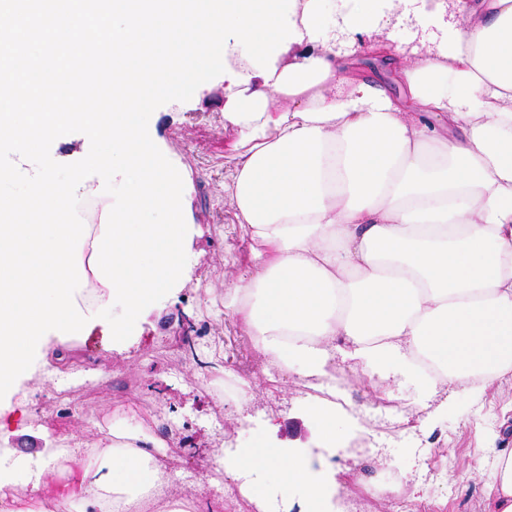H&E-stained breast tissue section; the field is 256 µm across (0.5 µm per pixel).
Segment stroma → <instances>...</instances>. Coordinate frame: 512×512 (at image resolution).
<instances>
[{
  "instance_id": "35a3bbf8",
  "label": "stroma",
  "mask_w": 512,
  "mask_h": 512,
  "mask_svg": "<svg viewBox=\"0 0 512 512\" xmlns=\"http://www.w3.org/2000/svg\"><path fill=\"white\" fill-rule=\"evenodd\" d=\"M223 102L224 83L217 78L204 96L156 110L153 133L188 179L187 217L194 226L191 250L197 259L190 276L172 297L149 311L143 333L128 345L113 346L102 320L75 342L72 353L80 366L64 376L90 382L91 387L82 393L80 407L66 425H56L53 418L50 381L32 373L17 395L26 403L27 414L8 441L15 461L50 467L52 448L71 434L83 447H95L108 431L133 427L128 416L133 400L161 410L163 419L172 422V435L184 451L182 474L171 481L168 496L193 495L198 512H230L216 492L210 468L230 449L249 447L271 421L278 425L275 439L280 446L333 461L340 468L358 466L359 476L341 477L335 512H344L345 500H361L363 486L381 483L393 471L406 478L399 495L362 501V512H484V480L469 463L485 447L498 409L512 401V379L498 383L481 403L454 396L448 416L434 420L428 430L407 433L393 428L377 408L360 373L333 363L331 370L342 381L336 396L346 409L340 427L349 436L366 437L368 445L323 448L305 412L302 378L273 365L254 348L244 328L225 316L224 285L244 276L252 261L224 202L226 163L238 133L224 123ZM187 319L204 333L192 357L181 347ZM99 368L106 371L105 379L96 378ZM229 370L257 383L248 399L252 420L240 424L237 407H228L219 431L213 422L214 400L193 383L203 375L220 377Z\"/></svg>"
}]
</instances>
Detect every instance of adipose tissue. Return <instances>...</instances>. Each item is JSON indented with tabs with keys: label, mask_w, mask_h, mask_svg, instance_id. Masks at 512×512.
Wrapping results in <instances>:
<instances>
[{
	"label": "adipose tissue",
	"mask_w": 512,
	"mask_h": 512,
	"mask_svg": "<svg viewBox=\"0 0 512 512\" xmlns=\"http://www.w3.org/2000/svg\"><path fill=\"white\" fill-rule=\"evenodd\" d=\"M321 0H296L291 43L264 79L232 64L246 84L224 86V122L239 135L224 195L247 239L249 278L224 291V313L287 374L327 380L333 356L377 389L389 372L417 385L419 426L447 416L441 386L485 400L512 376V0H462L469 22H443V5L398 0L431 31V55L394 46L383 63L392 95L336 53ZM348 40L399 22L384 0H356ZM326 390L335 393L334 385ZM342 410L311 402L324 447L346 437ZM489 450L471 468L485 477L486 512H512V403L501 406ZM110 455L56 496L143 512L162 471L145 424L104 436ZM225 473L274 470L299 484L306 512H332L335 470L257 434L222 460Z\"/></svg>",
	"instance_id": "obj_1"
}]
</instances>
